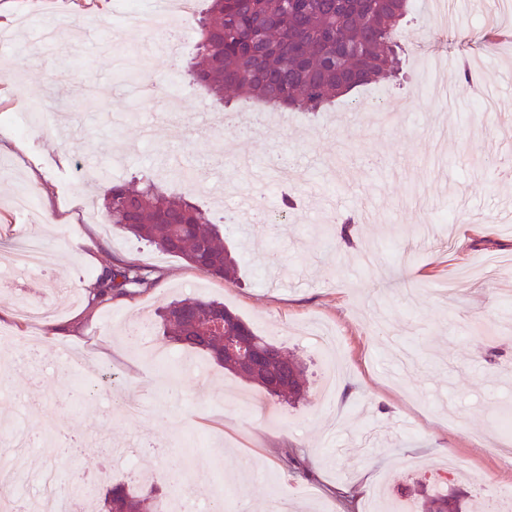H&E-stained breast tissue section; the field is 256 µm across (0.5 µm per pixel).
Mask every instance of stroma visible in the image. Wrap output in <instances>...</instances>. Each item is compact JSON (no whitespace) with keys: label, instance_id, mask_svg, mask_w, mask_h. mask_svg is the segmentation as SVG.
I'll return each instance as SVG.
<instances>
[{"label":"stroma","instance_id":"stroma-1","mask_svg":"<svg viewBox=\"0 0 512 512\" xmlns=\"http://www.w3.org/2000/svg\"><path fill=\"white\" fill-rule=\"evenodd\" d=\"M127 9L125 0H0V123L48 108L56 125L0 145V352L52 336V324L33 332L17 320L20 302L50 306L63 322L83 306L84 284L116 260H135L156 279L77 330L72 352L84 369L14 370L0 423L19 419L36 440L52 403L61 446L27 448L17 512H38L37 480L47 469L57 470L56 492L72 512H90L72 495L73 477L101 491L137 484L139 471L124 469L119 455L130 447L171 498L210 496L219 478L230 479L224 512L242 502L273 512L279 492L290 494L294 512H369L376 495L389 503L435 483L468 500L512 488V463L497 448L512 388V271L472 273L483 258L512 255V27L490 24L495 0H465L450 28L420 0L408 28L421 39L406 51L401 82L343 97L323 114L259 122L252 107L225 111L184 86L178 104L194 123L183 132L170 101L144 95L113 61L162 81L189 58L196 34L186 30L180 57H170L131 27ZM69 15L77 26L44 44L46 27H64ZM432 55L450 63L452 85L460 65L481 58L474 90L494 92L500 110L474 112L464 102L446 113L437 96L418 93L419 60ZM147 169L167 170L172 189L212 212L238 253L235 278L203 274L104 223L100 174L129 182ZM186 169L206 175L204 188L181 180ZM23 186L38 224L13 205ZM450 209L464 222L417 235ZM85 234L100 247L97 262L70 246ZM32 235L53 253V267L6 280L11 244ZM186 297L224 302L295 354L306 367V398L280 402L211 362L201 378L175 365L160 370L157 352L198 357L163 336L155 315ZM314 323L339 348L342 378L329 399L319 385L331 360L312 347ZM107 370L144 395L147 416L123 414L99 382ZM241 398L260 402L262 413L237 410ZM288 450L297 465H287ZM448 456L488 486L412 470L413 459ZM245 458L256 468L243 487Z\"/></svg>","mask_w":512,"mask_h":512}]
</instances>
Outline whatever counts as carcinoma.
Returning <instances> with one entry per match:
<instances>
[{"label": "carcinoma", "instance_id": "1", "mask_svg": "<svg viewBox=\"0 0 512 512\" xmlns=\"http://www.w3.org/2000/svg\"><path fill=\"white\" fill-rule=\"evenodd\" d=\"M412 8V0H208L205 14L194 20L195 53L180 76L206 89L225 107L251 101L272 112H320L365 86L398 80L404 54L398 40L400 24ZM102 217L200 272L225 279L237 273V259L221 241L213 215L189 197L169 193L158 173L146 177L135 191L122 182H104ZM171 220L191 225L176 245L169 235ZM154 285L152 271L122 260L97 276L93 291L98 305L108 306L114 298L132 297ZM196 309L223 311L237 327L244 326V320L222 302L184 298L163 308V334L288 404L304 399V367L297 358L251 328L245 334L270 361L256 367L226 356L219 341L204 339L200 328L190 329L176 315L179 310ZM284 366L295 374L294 380L279 390L271 388L267 376ZM167 505L152 490L117 484L107 490L98 508L99 512H167ZM421 508L461 512L454 493L427 498Z\"/></svg>", "mask_w": 512, "mask_h": 512}]
</instances>
